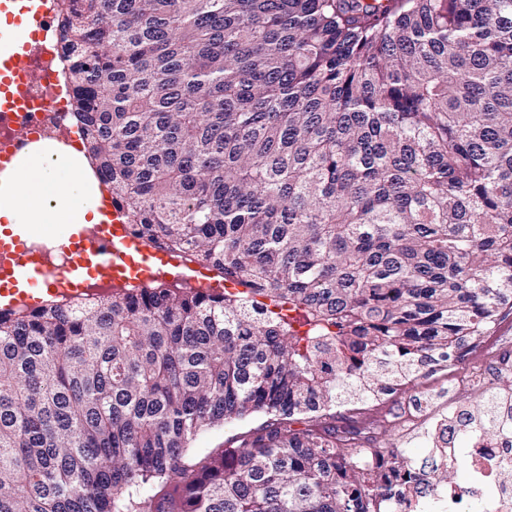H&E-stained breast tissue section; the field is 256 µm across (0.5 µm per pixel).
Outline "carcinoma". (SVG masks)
Returning <instances> with one entry per match:
<instances>
[{"mask_svg":"<svg viewBox=\"0 0 512 512\" xmlns=\"http://www.w3.org/2000/svg\"><path fill=\"white\" fill-rule=\"evenodd\" d=\"M57 4L128 232L246 291L0 310V512H406V473L447 484L336 409L512 314V0ZM456 425L512 435V389ZM246 423L237 424L234 426H215L203 432L196 442L194 448L197 452L206 453L217 448L224 447V440L231 434L237 432L245 426Z\"/></svg>","mask_w":512,"mask_h":512,"instance_id":"carcinoma-1","label":"carcinoma"}]
</instances>
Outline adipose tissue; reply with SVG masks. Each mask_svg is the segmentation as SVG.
Instances as JSON below:
<instances>
[{"label": "adipose tissue", "instance_id": "adipose-tissue-1", "mask_svg": "<svg viewBox=\"0 0 512 512\" xmlns=\"http://www.w3.org/2000/svg\"><path fill=\"white\" fill-rule=\"evenodd\" d=\"M67 182H60V172ZM100 196L75 149L59 151L51 143H31L0 174V223L14 234L29 235L33 225L58 224L68 232L99 222Z\"/></svg>", "mask_w": 512, "mask_h": 512}]
</instances>
